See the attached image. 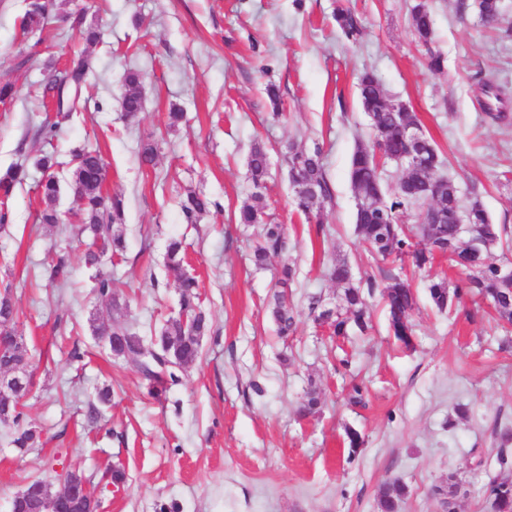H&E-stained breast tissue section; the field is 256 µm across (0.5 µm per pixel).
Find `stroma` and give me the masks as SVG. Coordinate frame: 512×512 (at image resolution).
I'll return each instance as SVG.
<instances>
[{
	"label": "stroma",
	"instance_id": "stroma-1",
	"mask_svg": "<svg viewBox=\"0 0 512 512\" xmlns=\"http://www.w3.org/2000/svg\"><path fill=\"white\" fill-rule=\"evenodd\" d=\"M47 40L22 35L26 0H0V85L14 96L0 102V171L23 163L27 177L7 197L0 229V292L10 291L18 314L8 330L32 360V385L20 424L0 423V512L34 478L59 490L58 477L77 469L90 481L100 512H378L379 486L401 479L408 495L400 512H445L437 486L461 482L455 512H493L483 494L501 469L496 430L512 428V349L494 311L462 300L448 312L432 304L428 286L455 283L463 268L436 257L403 274L417 295L411 314L414 347L388 329L380 295L369 297L366 336H335L316 323L312 295L328 305L341 289L326 269L342 259L354 280L377 275L378 263L354 232L356 198L348 179L356 143L373 130L357 98L356 75L370 69L387 92L406 103L443 154L445 175L463 204L480 201L496 224L512 228V125L485 120L487 106L512 114V0H501L498 29L483 25L458 0H428L435 22L432 47L411 31L418 0H49ZM363 21L359 44L347 43L333 20L337 4ZM99 26L100 43L80 37L75 18ZM85 52L91 72L76 112L59 122L53 142L44 124L58 122L41 104L45 84L65 59ZM444 68L428 66L430 52ZM142 75L144 110L133 120L121 109L122 75ZM493 77L501 100L489 103L479 78ZM275 84L284 114L272 120L267 84ZM186 114L169 127L167 114ZM156 147L154 166L138 149ZM271 156L261 188L249 178L254 144ZM324 147L333 198L318 218L296 210L284 153L288 144ZM99 149L107 164L104 190L125 202V251L103 258L121 319L138 335H155L178 313L179 284L197 279L210 331L180 384L153 395L130 358H111L94 329L110 318L108 300L92 291L93 271L75 229L73 196L62 188L58 225L39 220L45 202L34 160L55 151L68 181L75 149ZM213 206L185 224L186 191ZM268 219L283 224L286 252L267 268L252 262L259 229L234 220L253 194ZM183 242L180 269L166 265L171 239ZM67 284L52 280L58 260ZM297 275L288 290L294 330L279 338L271 303L281 266ZM80 349L82 359L71 357ZM363 404L349 401L353 384ZM111 386L112 404L92 416L96 391ZM316 389L319 413L299 416L305 391ZM468 415L449 424L457 405ZM40 435L19 453L18 428ZM364 444L350 453L348 431ZM125 471L113 481L115 466Z\"/></svg>",
	"mask_w": 512,
	"mask_h": 512
}]
</instances>
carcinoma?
Segmentation results:
<instances>
[{
  "label": "carcinoma",
  "instance_id": "obj_1",
  "mask_svg": "<svg viewBox=\"0 0 512 512\" xmlns=\"http://www.w3.org/2000/svg\"><path fill=\"white\" fill-rule=\"evenodd\" d=\"M481 19L490 27L501 19L500 0H474ZM46 0H28L20 28L25 31L43 29L46 16ZM335 22L343 37L355 44L363 34V25L357 14L350 9L336 6ZM411 27L415 37L427 45L434 37V19L429 5L422 0L411 11ZM89 62L83 57L73 59L63 70V77L45 85L43 96L50 98L57 114L70 117L86 84ZM142 77L135 70H128L123 77L125 92L122 99L123 112L134 119L143 110L140 92ZM358 101L361 109L371 117L375 132L376 148L363 143L356 145L350 160L349 181L357 199L356 235L369 248L371 255L383 263L404 261L408 257L412 265L421 269L432 263L433 251L425 244V238L433 239L445 250L448 260L461 266L475 260L473 236L488 237L496 245L509 248L507 225L494 224L482 204L474 200L469 207L462 208L455 183L442 174L444 159L436 142L425 138L424 166H416L409 158L412 146L406 136V128L420 125L416 113L408 106L394 108V100L386 92L382 81L372 72L362 73L357 83ZM323 147L319 144L307 150L288 145V179L294 191L296 207L309 215L314 207L331 198V189L322 162ZM394 161L403 167V174L396 190L388 193L384 181V165ZM36 165L46 173L41 183L43 199L47 208L42 211L41 222L57 224L59 218L53 204L60 192V179L55 170L54 155L45 153L36 160ZM269 151L261 144L252 147L248 158V171L254 187L264 183L270 171ZM106 163L97 150H80L76 153V166L72 172V189L77 209L75 216L81 221L79 232L88 241L84 251V263L95 269V292L98 297L110 302L111 312L125 309L121 298L114 292L112 277L98 270L101 257L110 254L120 256L125 248L122 226L124 224V200L121 196L103 192ZM25 179V168L16 165L0 174V193L9 196ZM424 206L421 213L422 227H400L402 217L410 210ZM212 202L189 191L180 201L186 223L195 224L207 213ZM240 224H261L263 233L253 252V262L262 267L270 256L286 248L284 227L265 218L260 197L242 205L238 210ZM502 260L484 254L477 264L478 270L460 280L453 288L445 281L433 282L429 296L434 306L444 311L465 297L490 303L499 319L512 325V280L500 276ZM293 265L285 264L280 271L277 284L282 290L274 294L272 317L279 335L286 336L294 326V315L288 306L286 289L295 280ZM329 278L343 288L341 303L335 314L325 315L323 299L312 295L308 298L309 314L317 321H324L337 336H345L353 330L361 334L371 329L367 297L373 294L379 283L368 278L358 283L351 279L348 265L336 261L329 271ZM386 285L382 296L388 310V326L397 341L408 347L412 344L410 314L417 299L407 281L399 274L388 271L384 275ZM180 292V308L195 314L193 324L185 326L180 318H170L151 339L153 349L168 358V365H149L140 369L142 377L150 384L167 390L181 381V369L193 363L199 356L201 341L208 331L205 314L200 309L196 292L197 282L183 279ZM17 308L9 290L0 294V324L14 320ZM99 336L109 337V353L138 354L145 347L144 338L133 332L124 322L112 319L95 328ZM494 512H512V482L493 478L485 487ZM407 496V487L398 479L384 482L378 489L377 500L380 512H397L399 503Z\"/></svg>",
  "mask_w": 512,
  "mask_h": 512
}]
</instances>
